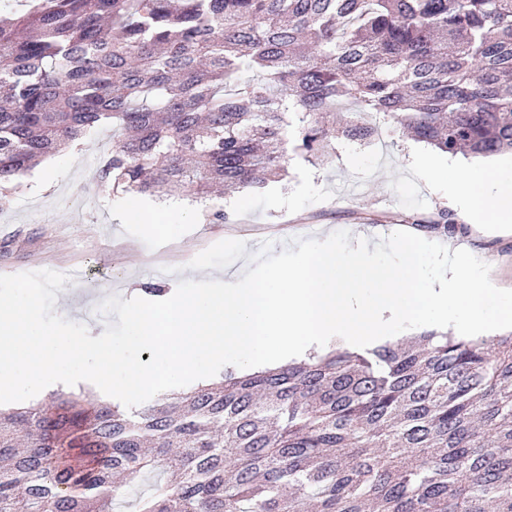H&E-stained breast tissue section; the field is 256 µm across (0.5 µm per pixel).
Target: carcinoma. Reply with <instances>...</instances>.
I'll return each instance as SVG.
<instances>
[{"mask_svg": "<svg viewBox=\"0 0 512 512\" xmlns=\"http://www.w3.org/2000/svg\"><path fill=\"white\" fill-rule=\"evenodd\" d=\"M253 73L244 81L242 75ZM389 117L443 153L512 150V0H23L0 12V191L104 123L98 185L262 188L287 128L319 159ZM448 234L443 210L407 216ZM512 512V331L426 332L140 410H0V512Z\"/></svg>", "mask_w": 512, "mask_h": 512, "instance_id": "1", "label": "carcinoma"}]
</instances>
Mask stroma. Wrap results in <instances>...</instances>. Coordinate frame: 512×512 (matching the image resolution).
<instances>
[{
    "mask_svg": "<svg viewBox=\"0 0 512 512\" xmlns=\"http://www.w3.org/2000/svg\"><path fill=\"white\" fill-rule=\"evenodd\" d=\"M112 147V128L93 132L82 148L51 156L52 179L34 167L11 206L0 208V274L50 269L71 275L64 289L74 300L89 289L121 294L127 278L167 287L157 269L188 264L224 239L268 241L281 252L293 238L325 239L346 230L377 244L401 230L407 213L424 216L448 207L438 177H423L414 160L426 144L383 124L379 139L359 145L337 138L333 151L311 159L288 154V175L262 188H241L202 198L205 220L170 231L116 220L118 196L94 190L98 170ZM224 213L226 221L215 220ZM426 239L456 247L477 246L490 261L491 279L512 289V231L473 241L470 234L426 232Z\"/></svg>",
    "mask_w": 512,
    "mask_h": 512,
    "instance_id": "35a3bbf8",
    "label": "stroma"
}]
</instances>
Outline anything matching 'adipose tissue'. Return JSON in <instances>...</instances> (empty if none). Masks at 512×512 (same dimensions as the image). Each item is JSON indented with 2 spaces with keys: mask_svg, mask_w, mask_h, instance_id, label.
<instances>
[{
  "mask_svg": "<svg viewBox=\"0 0 512 512\" xmlns=\"http://www.w3.org/2000/svg\"><path fill=\"white\" fill-rule=\"evenodd\" d=\"M442 188L468 223H512V167L476 165L443 181Z\"/></svg>",
  "mask_w": 512,
  "mask_h": 512,
  "instance_id": "1",
  "label": "adipose tissue"
}]
</instances>
